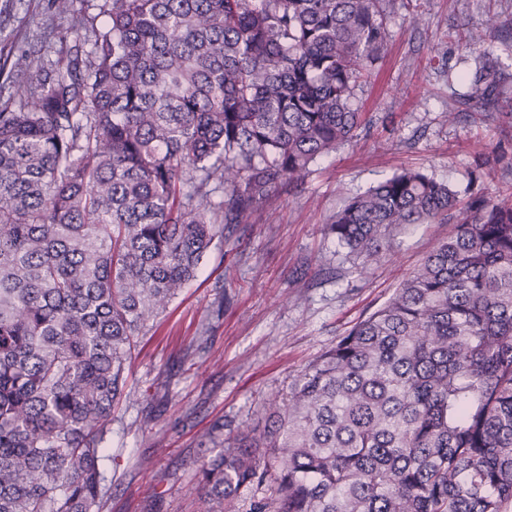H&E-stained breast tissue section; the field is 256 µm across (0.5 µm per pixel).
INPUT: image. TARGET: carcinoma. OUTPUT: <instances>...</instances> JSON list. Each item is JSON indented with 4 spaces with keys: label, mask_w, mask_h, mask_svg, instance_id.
I'll list each match as a JSON object with an SVG mask.
<instances>
[{
    "label": "carcinoma",
    "mask_w": 512,
    "mask_h": 512,
    "mask_svg": "<svg viewBox=\"0 0 512 512\" xmlns=\"http://www.w3.org/2000/svg\"><path fill=\"white\" fill-rule=\"evenodd\" d=\"M387 0H97L0 104V512H98L101 443L147 320L224 226L353 136ZM462 103L512 86L483 52ZM221 191L224 199L213 204ZM454 224L197 487L224 512H503L512 501V200L419 169L327 230L368 268Z\"/></svg>",
    "instance_id": "cac0c4a2"
}]
</instances>
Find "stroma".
Masks as SVG:
<instances>
[{"label": "stroma", "mask_w": 512, "mask_h": 512, "mask_svg": "<svg viewBox=\"0 0 512 512\" xmlns=\"http://www.w3.org/2000/svg\"><path fill=\"white\" fill-rule=\"evenodd\" d=\"M390 37L355 90L361 125L281 183L259 214L225 227L199 273L150 319L126 365L127 396L102 442L99 512H207L195 492L202 461L238 432L263 428L305 368L379 309L449 224L400 234L370 268L325 227L347 201L395 172L424 170L461 200L512 192V91L498 108L457 104L459 76L490 48L512 71V0H391ZM495 17L487 45L469 30ZM74 15L51 0H0V100L23 81L22 52L53 60ZM458 108L456 122L445 112Z\"/></svg>", "instance_id": "35a3bbf8"}]
</instances>
